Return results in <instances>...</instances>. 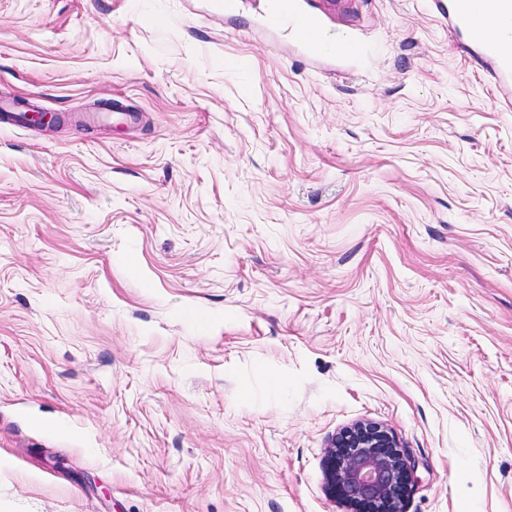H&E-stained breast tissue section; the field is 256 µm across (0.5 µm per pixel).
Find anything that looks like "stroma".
<instances>
[{"instance_id":"stroma-1","label":"stroma","mask_w":512,"mask_h":512,"mask_svg":"<svg viewBox=\"0 0 512 512\" xmlns=\"http://www.w3.org/2000/svg\"><path fill=\"white\" fill-rule=\"evenodd\" d=\"M431 3L0 0V512H350L366 420L512 512V104Z\"/></svg>"}]
</instances>
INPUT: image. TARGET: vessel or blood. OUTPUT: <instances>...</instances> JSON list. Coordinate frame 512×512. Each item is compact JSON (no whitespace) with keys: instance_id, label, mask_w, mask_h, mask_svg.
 <instances>
[{"instance_id":"vessel-or-blood-1","label":"vessel or blood","mask_w":512,"mask_h":512,"mask_svg":"<svg viewBox=\"0 0 512 512\" xmlns=\"http://www.w3.org/2000/svg\"><path fill=\"white\" fill-rule=\"evenodd\" d=\"M436 6L447 13L449 26L464 33L485 58L493 61L497 82L512 80V55L502 53L487 37L490 29L512 22V0H437Z\"/></svg>"}]
</instances>
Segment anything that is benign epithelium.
<instances>
[{"mask_svg":"<svg viewBox=\"0 0 512 512\" xmlns=\"http://www.w3.org/2000/svg\"><path fill=\"white\" fill-rule=\"evenodd\" d=\"M30 124L59 126L52 112L27 111ZM331 493L351 512H403L415 478L394 434L374 421H360L340 431L327 456Z\"/></svg>","mask_w":512,"mask_h":512,"instance_id":"benign-epithelium-1","label":"benign epithelium"}]
</instances>
